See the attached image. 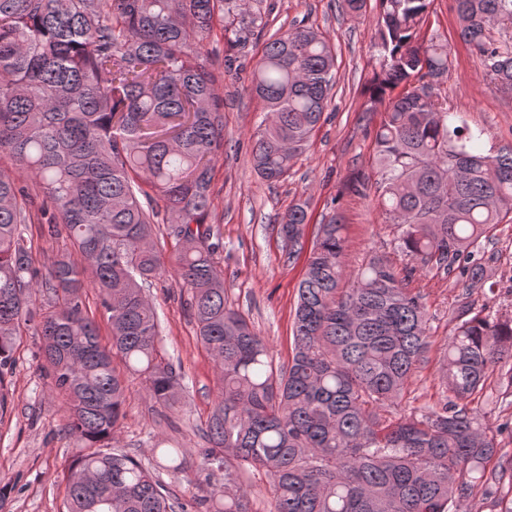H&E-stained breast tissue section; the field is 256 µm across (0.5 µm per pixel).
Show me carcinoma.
<instances>
[{"instance_id": "carcinoma-1", "label": "carcinoma", "mask_w": 512, "mask_h": 512, "mask_svg": "<svg viewBox=\"0 0 512 512\" xmlns=\"http://www.w3.org/2000/svg\"><path fill=\"white\" fill-rule=\"evenodd\" d=\"M430 2L377 0L382 59L365 95L370 112L388 101L375 133L378 207L397 228L395 252L435 276L456 266L473 284L485 278L483 239L512 215V145L485 153L483 132L432 92L451 53L436 37L418 38ZM454 9L460 38L512 93V44L495 37L512 25V0H454ZM218 17L226 31L262 25L237 0H0V156L9 161L0 168V388L17 336L33 326L81 448L68 468L66 512H171L158 476L112 451L125 374L138 375L155 403L178 402L146 294L168 272L187 293L220 381L204 458L224 469V484L195 499V512H253L240 481L247 469L271 479L269 512H450L476 495L499 506L500 490L512 488V456L486 417L512 396V367L496 368L512 355V318L460 301L443 347L445 402L386 417L428 362V309L411 288L412 268L402 276L371 254L347 270L341 214L317 227L288 364L228 304L222 233L208 222L224 150V99L205 48ZM334 68L330 43L311 28L265 41L250 89L264 112L253 166L268 184L305 150ZM32 189L55 210L43 236H65L41 269L27 236L42 223L24 202ZM159 203L170 220L168 262L153 239ZM307 224L304 203L281 217L286 262L304 251ZM478 393L482 409L470 406ZM152 451L166 470L182 468V449L157 439Z\"/></svg>"}]
</instances>
